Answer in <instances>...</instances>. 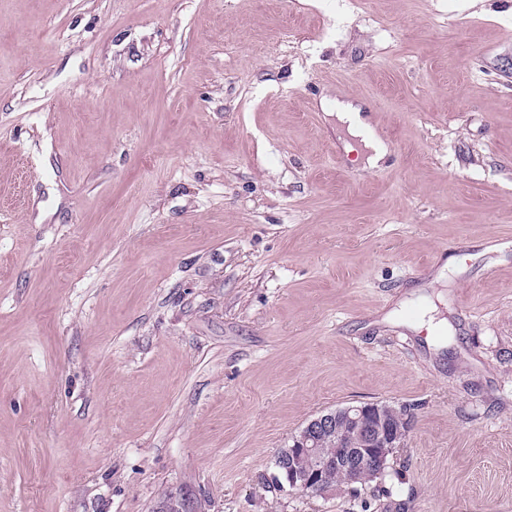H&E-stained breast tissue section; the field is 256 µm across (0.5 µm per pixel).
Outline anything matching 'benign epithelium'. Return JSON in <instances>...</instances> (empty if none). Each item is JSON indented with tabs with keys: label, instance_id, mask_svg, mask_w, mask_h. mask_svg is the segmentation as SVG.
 I'll list each match as a JSON object with an SVG mask.
<instances>
[{
	"label": "benign epithelium",
	"instance_id": "obj_1",
	"mask_svg": "<svg viewBox=\"0 0 512 512\" xmlns=\"http://www.w3.org/2000/svg\"><path fill=\"white\" fill-rule=\"evenodd\" d=\"M388 404L365 403L323 413L310 420L283 450L285 480L277 485L309 495L336 490L325 475L331 468L343 471L348 485L380 478L387 457L403 447L408 417L393 419ZM346 450L343 458L327 454L326 443Z\"/></svg>",
	"mask_w": 512,
	"mask_h": 512
}]
</instances>
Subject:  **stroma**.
<instances>
[{"label": "stroma", "mask_w": 512, "mask_h": 512, "mask_svg": "<svg viewBox=\"0 0 512 512\" xmlns=\"http://www.w3.org/2000/svg\"><path fill=\"white\" fill-rule=\"evenodd\" d=\"M360 403L385 496L273 483ZM180 494L512 512V0H0V512ZM336 118L346 126L352 136L366 137L367 133L371 132L372 139H362L365 148L369 151L365 160L366 167L369 169L380 167L388 156L389 150L384 141L376 135L364 104L349 99L342 101L336 99Z\"/></svg>", "instance_id": "stroma-1"}]
</instances>
